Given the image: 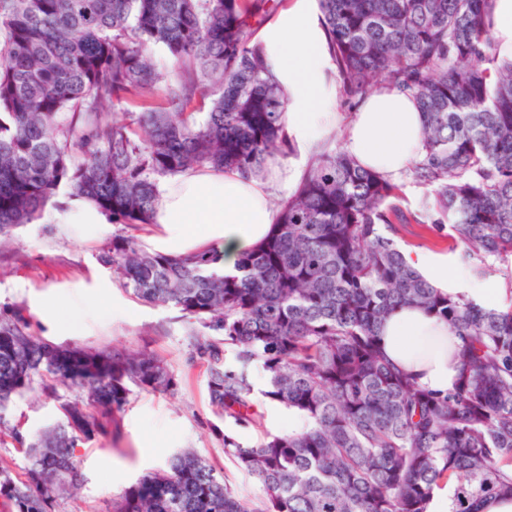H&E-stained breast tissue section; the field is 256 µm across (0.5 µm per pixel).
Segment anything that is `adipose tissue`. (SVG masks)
<instances>
[{"label":"adipose tissue","instance_id":"obj_1","mask_svg":"<svg viewBox=\"0 0 512 512\" xmlns=\"http://www.w3.org/2000/svg\"><path fill=\"white\" fill-rule=\"evenodd\" d=\"M260 41L285 95L290 144L310 152L340 128L345 152L360 166L390 180L409 170L421 151L422 114L415 97L382 86L359 102L349 121H342L336 66L311 0H294L263 27ZM296 180V171L285 165L258 178L211 167L176 175L160 186L155 205L154 221L164 231L163 253L183 256L215 246L224 254L225 274H236L239 256L259 246L278 222L274 197L289 194ZM41 221L101 225L111 223L112 216L87 197L69 194L49 205ZM405 257L441 293L502 307L498 288L471 279L446 255L409 248ZM380 340L387 358L422 387L442 393L453 388L455 340L437 318L414 305L397 308L383 323Z\"/></svg>","mask_w":512,"mask_h":512}]
</instances>
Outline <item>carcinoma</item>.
<instances>
[{
  "instance_id": "obj_1",
  "label": "carcinoma",
  "mask_w": 512,
  "mask_h": 512,
  "mask_svg": "<svg viewBox=\"0 0 512 512\" xmlns=\"http://www.w3.org/2000/svg\"><path fill=\"white\" fill-rule=\"evenodd\" d=\"M283 0H0V238L67 188L114 224H151L159 181L193 167L258 176L288 157L285 102L256 35ZM492 0H318L341 97L387 84L412 94L423 150L419 207L345 151L321 153L277 203L266 242L219 275L220 251L182 257L115 235L100 260L138 300L170 306L223 337L198 340L213 406L247 426L261 396L303 421L224 453L262 486L255 509L190 449L139 478L115 512H451L512 497V307L441 294L396 238L461 249L474 275L512 283V57L491 32ZM162 49L172 72L152 62ZM415 305L456 339L455 387L430 392L390 363L385 318ZM64 383L77 395L57 394ZM170 393L146 351L58 345L0 315V443L24 449L26 479L0 469L3 512H52L80 479L83 442L119 433L131 388ZM39 391L60 421L29 440L5 411Z\"/></svg>"
}]
</instances>
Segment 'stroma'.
I'll return each instance as SVG.
<instances>
[{
    "label": "stroma",
    "mask_w": 512,
    "mask_h": 512,
    "mask_svg": "<svg viewBox=\"0 0 512 512\" xmlns=\"http://www.w3.org/2000/svg\"><path fill=\"white\" fill-rule=\"evenodd\" d=\"M117 234L154 250L162 228L105 224L81 231L34 220L0 239V311L21 314L35 335L57 344L149 351L167 362L177 379L171 393L134 389L119 436L77 446L81 481L70 497L56 502L54 512H112L125 488L164 468L171 453L185 448L212 464L242 496L260 502V486L225 456L224 433L233 431L243 445L254 446L266 434L288 431L287 414L262 403L260 422L240 427L212 406L210 364L199 358L194 344L200 338L215 340V333L190 323L177 309L143 303L121 286L100 262ZM55 304L64 312L58 328L43 314ZM8 419L33 438L55 425L59 413L54 400L37 392L16 400Z\"/></svg>",
    "instance_id": "stroma-1"
}]
</instances>
